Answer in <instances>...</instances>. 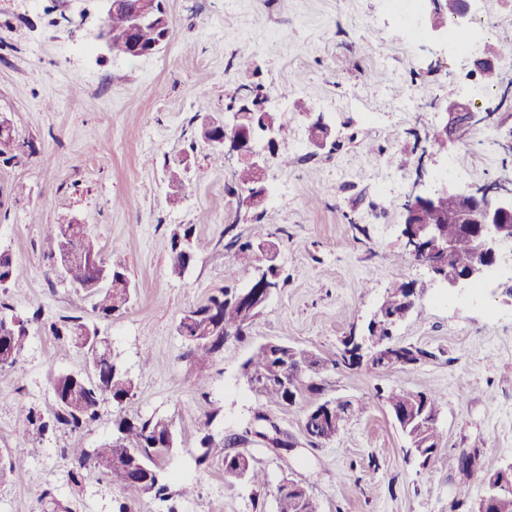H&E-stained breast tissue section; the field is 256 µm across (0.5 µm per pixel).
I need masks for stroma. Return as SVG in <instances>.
<instances>
[{"instance_id": "35a3bbf8", "label": "stroma", "mask_w": 512, "mask_h": 512, "mask_svg": "<svg viewBox=\"0 0 512 512\" xmlns=\"http://www.w3.org/2000/svg\"><path fill=\"white\" fill-rule=\"evenodd\" d=\"M171 39L141 59L100 49L94 35L99 0H0V115L24 149L0 162V252L22 276L7 291L23 317L41 310L19 363L0 369V461L19 460L0 485V512H45L44 491L73 512H117L121 487L99 471L74 486L61 459L64 435L19 437L16 404L44 406L52 371L84 369L83 355L50 335L66 316L95 324L112 355L135 382L123 407L104 403L85 431L86 447L110 439L116 413L172 420L176 447L164 470L186 498L143 500L134 512H275L284 477L304 483L319 512H448L459 484L471 512L487 470L512 464V305L497 285L512 278L501 264L483 286L448 292L413 258L402 257L401 224L412 195L438 184L447 155L457 156L460 187L512 180V66L485 97L470 59L435 47L430 36L409 40L384 0H165ZM253 69L232 67L239 50ZM263 84L285 133L266 172L278 203L263 222L276 234L284 284L254 318L250 334L229 341L206 372H197L176 327L185 311L225 286L243 285L224 230L248 233L226 187L234 159H214L199 136L203 120H220L241 86ZM455 89L499 125H477L448 152L425 138L442 123V102ZM304 99L336 130V148L309 141ZM288 157L281 165L280 157ZM188 159L186 188L174 199L168 164ZM85 224L106 264L125 268L135 287L128 308L99 317L95 298L51 272L42 241L49 225ZM192 228L195 260L171 273V239ZM418 286L416 305L393 341L424 350L411 365L388 370L339 365L346 337L360 334L395 283ZM281 341L315 351L327 367L326 397L365 402L332 441L314 447L303 416L315 396L272 410L297 441L288 463L246 444L266 475L263 486L232 482L215 462L196 468L199 439L237 429L256 404L241 365L253 347ZM391 387L433 391L442 404V444L427 467L405 454V439L376 397ZM475 450L470 475L457 470L461 450Z\"/></svg>"}]
</instances>
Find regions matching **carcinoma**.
<instances>
[{
    "mask_svg": "<svg viewBox=\"0 0 512 512\" xmlns=\"http://www.w3.org/2000/svg\"><path fill=\"white\" fill-rule=\"evenodd\" d=\"M253 171L250 165L235 170L231 176V186L227 192L237 196L251 190ZM263 213L255 216V232L248 237L225 233L224 252L233 257L239 267L249 271L258 268L261 245L270 240L261 224ZM443 238L454 242L453 263L465 269L473 260V246L457 224L440 225ZM193 229L186 228L176 234L171 243V271L181 276L194 261L191 246ZM78 252L85 250L99 254L86 227L66 234L62 225L49 228L44 238V256L54 263L65 246ZM108 276L107 287L96 285L97 277L93 270L79 259L71 260L66 269V281L73 287L81 288L97 295L94 309L101 318H110L124 311L134 295V286L120 267L104 266ZM21 269L10 255L0 253V369L15 366L30 339L28 324L41 319L35 311L25 321L15 323L13 307L2 297L7 285L20 277ZM237 288H220L207 300L187 313L191 317H181L177 332L187 342L188 354L196 360L200 370H205L216 358L225 339L241 341L250 332L251 323L246 321L236 301ZM410 295V285L396 283L393 290L381 300L378 331L385 342L392 341L393 327L390 318L406 306ZM51 335L59 342L67 344L85 357L93 377H75L66 371H55L48 376L49 403L43 410L19 403L15 407L21 421L18 434L26 437L33 427L41 435L62 432L70 443L65 450L64 462L69 479L79 484L84 472L96 469L116 478L125 495V502L119 505V512H132L131 504L148 496L166 501L170 498V486L163 473V460L166 453L162 446L174 432L170 420L160 416H128L118 413L113 421L112 439L97 448H87L82 441L84 429L98 418L101 403L110 400L117 408L130 399L134 389L132 379L113 359L107 337L99 334L98 328L81 321L79 317L61 319L48 326ZM325 369V361L310 349L279 342L273 346L269 342L255 346L252 354L242 364V372L256 397V406L250 418L236 431L216 439L204 434L194 456L195 464L207 468L218 458L224 464V476L229 480L245 479L252 484L265 482V475L257 467L254 457L240 449V446L253 442L269 452L288 456V449L295 442L278 425L270 422V405L293 406L297 396L303 391H321L316 378ZM376 397L383 401L389 411L401 409L409 411L416 423L400 426L408 448L415 449L418 460L423 462L435 457L441 443V433L436 419L440 412L441 397L432 392L410 391L391 388L379 389ZM348 418L340 423L325 422L318 429L313 440L315 444L327 443L339 434ZM276 512H318L314 499L307 489L288 488L280 484L275 494Z\"/></svg>",
    "mask_w": 512,
    "mask_h": 512,
    "instance_id": "1",
    "label": "carcinoma"
}]
</instances>
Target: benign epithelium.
<instances>
[{"label": "benign epithelium", "mask_w": 512, "mask_h": 512, "mask_svg": "<svg viewBox=\"0 0 512 512\" xmlns=\"http://www.w3.org/2000/svg\"><path fill=\"white\" fill-rule=\"evenodd\" d=\"M105 17L125 11L129 14V24L121 34H115L107 24L98 29L95 40L105 50H110L113 43L123 44L124 56L130 59L150 57L159 52V46L143 43L138 32L151 25L159 30L170 26L168 13L148 0H140L134 5L129 0H101ZM476 0H456L451 21L443 19L444 0H423L429 11L422 15L424 25L430 27L432 36L439 42L448 40V23L466 27L474 18ZM503 58L479 54L473 59V70L486 85L495 83L503 70ZM444 122L436 126L443 138L454 141L463 129L479 118L470 103L451 93L442 107ZM269 98L264 95L254 96L233 107L227 119L215 122L207 127L205 142L212 147L224 150L227 156L237 155L240 160L252 165L255 171L254 187L241 199L239 207L254 210L266 199V170L270 159L277 153L282 133L273 128L246 126L242 120L249 112H268ZM310 143L318 148L327 145L331 136V126L323 117H317L308 127ZM452 197L457 207L439 216L435 224H421L418 216L424 209L438 207L439 201ZM442 224H458L462 231L473 239L475 255L470 266L464 270L452 266L453 244L445 242L440 232ZM405 249L426 266L433 279L442 283L448 291L471 288L482 284L491 270L504 262L502 246L512 243V185L503 182L461 188L451 181H443L429 194L412 196L410 205L405 207L404 222L401 229ZM262 288L244 289L238 298L244 313L252 316L263 307L278 290L277 278H269L259 273ZM494 493L482 501V510L494 504L495 491H507L512 488V465L499 469L490 480Z\"/></svg>", "instance_id": "1"}]
</instances>
